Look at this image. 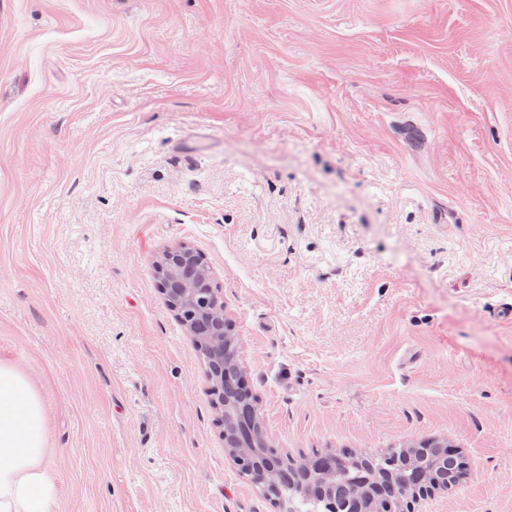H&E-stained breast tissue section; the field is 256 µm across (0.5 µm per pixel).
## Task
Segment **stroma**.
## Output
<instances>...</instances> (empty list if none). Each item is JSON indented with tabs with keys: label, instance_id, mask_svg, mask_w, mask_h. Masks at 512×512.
Instances as JSON below:
<instances>
[{
	"label": "stroma",
	"instance_id": "obj_1",
	"mask_svg": "<svg viewBox=\"0 0 512 512\" xmlns=\"http://www.w3.org/2000/svg\"><path fill=\"white\" fill-rule=\"evenodd\" d=\"M179 245L282 458L442 441L427 512H512V0H0V362L55 512H278ZM193 262L202 266L201 271L193 267ZM157 271L161 280V290L166 295L173 308L181 306L195 307L199 300L202 304L201 331L209 334L199 336V330L195 325L188 324L183 319L181 322L188 331L195 336L199 348L205 354L204 361L208 366V377L212 383L211 393L214 396V404L222 414L224 412V382L232 387H240L247 390L251 396L249 405V420L241 421L238 425L239 441L237 448L232 449L235 461L248 462L253 480L259 484L267 496H280V487L277 472L266 468L261 461L262 448L268 447L262 436L256 415V396L244 386L241 381L239 369L232 376L224 377V299L217 292H212L210 287V273L203 262L202 256L194 249L180 245L167 250L157 265ZM170 275L169 278H164ZM173 287V288H170ZM177 292V297L170 296L171 292ZM210 294L209 298L203 297ZM268 455L269 450L263 452Z\"/></svg>",
	"mask_w": 512,
	"mask_h": 512
}]
</instances>
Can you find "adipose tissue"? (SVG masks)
<instances>
[{
  "label": "adipose tissue",
  "mask_w": 512,
  "mask_h": 512,
  "mask_svg": "<svg viewBox=\"0 0 512 512\" xmlns=\"http://www.w3.org/2000/svg\"><path fill=\"white\" fill-rule=\"evenodd\" d=\"M42 403L28 380L0 364V512H52Z\"/></svg>",
  "instance_id": "obj_1"
}]
</instances>
